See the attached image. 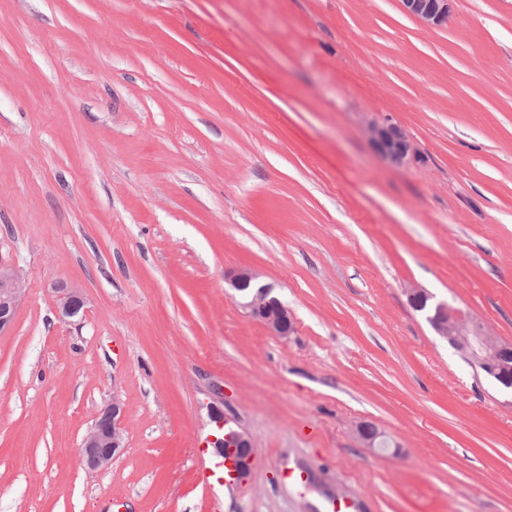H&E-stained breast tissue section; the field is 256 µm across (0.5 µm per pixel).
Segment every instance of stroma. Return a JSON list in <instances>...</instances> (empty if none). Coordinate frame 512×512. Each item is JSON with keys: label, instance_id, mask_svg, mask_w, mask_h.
Listing matches in <instances>:
<instances>
[{"label": "stroma", "instance_id": "obj_1", "mask_svg": "<svg viewBox=\"0 0 512 512\" xmlns=\"http://www.w3.org/2000/svg\"><path fill=\"white\" fill-rule=\"evenodd\" d=\"M371 122L419 161L383 160ZM0 260L26 288L0 512H512V396L406 294L512 342V0L439 29L398 0H0ZM241 267L292 336L245 314ZM115 396L126 449L91 473ZM214 405L254 441L234 490L201 476ZM368 132L376 151L385 160L403 166L418 158L417 148L399 126L372 124ZM238 295L240 306L253 320L261 323L272 335L286 339L295 330L291 310L273 295V286L249 267L239 268L225 278ZM251 292L245 293L246 290ZM55 289L56 308L63 318H75L85 311L87 301L79 288L61 285ZM126 409L115 396L96 416L81 441V457L85 468L95 472L109 466L126 448L122 421Z\"/></svg>", "mask_w": 512, "mask_h": 512}]
</instances>
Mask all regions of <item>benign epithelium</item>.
<instances>
[{
	"instance_id": "7a95c632",
	"label": "benign epithelium",
	"mask_w": 512,
	"mask_h": 512,
	"mask_svg": "<svg viewBox=\"0 0 512 512\" xmlns=\"http://www.w3.org/2000/svg\"><path fill=\"white\" fill-rule=\"evenodd\" d=\"M402 11L429 28L448 24L451 0H399ZM370 139L385 160L403 166L418 158V150L406 132L393 124H372ZM226 281L239 297L246 314L261 323L272 335L286 339L295 330L291 310L273 295V286L249 267L227 275ZM25 292L22 278L10 265L0 262V334L12 328L17 307ZM413 308L423 314L435 333L463 354L501 389L512 391V365L505 352L512 344L493 335L480 320L438 301L424 288L408 290ZM56 308L64 318H75L85 311L86 298L78 288H56ZM126 409L114 396L96 416L81 441V457L87 470L95 472L109 466L125 448L122 421ZM217 432L211 445L229 464V476L235 483L246 481L255 461L251 436L225 414L215 415Z\"/></svg>"
}]
</instances>
